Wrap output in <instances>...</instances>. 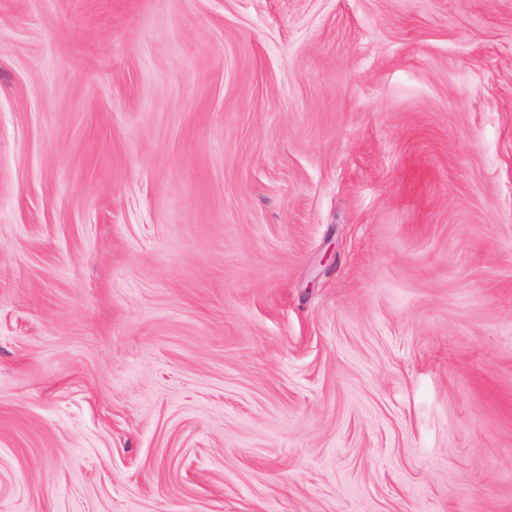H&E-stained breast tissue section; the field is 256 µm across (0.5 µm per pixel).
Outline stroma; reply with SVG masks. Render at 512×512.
<instances>
[{
	"label": "stroma",
	"instance_id": "obj_1",
	"mask_svg": "<svg viewBox=\"0 0 512 512\" xmlns=\"http://www.w3.org/2000/svg\"><path fill=\"white\" fill-rule=\"evenodd\" d=\"M0 512H512V0H0Z\"/></svg>",
	"mask_w": 512,
	"mask_h": 512
}]
</instances>
